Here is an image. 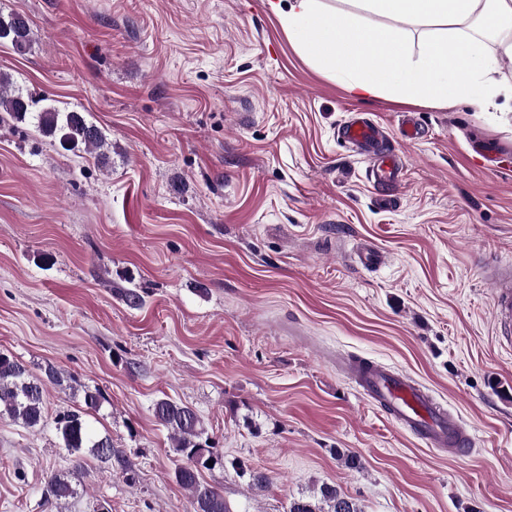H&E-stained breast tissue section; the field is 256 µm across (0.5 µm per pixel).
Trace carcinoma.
<instances>
[{
  "mask_svg": "<svg viewBox=\"0 0 512 512\" xmlns=\"http://www.w3.org/2000/svg\"><path fill=\"white\" fill-rule=\"evenodd\" d=\"M19 14L0 15V43L6 42L17 52H24L30 45V29L20 31ZM33 102L26 99L13 85L12 79L0 74V122L5 119L23 120L32 111ZM38 126L48 137L59 140L67 149L82 150L102 160L109 158L112 143L103 132L76 111L62 112L53 105L38 110ZM61 383V373L49 366L44 376L30 374L26 366L14 356L0 352V416L6 415L29 428L47 425L44 414V396L47 384ZM153 416L170 430L174 450L182 456V463L174 471L176 482L189 492L193 512H229L224 496L200 480L201 471L213 465L224 466V457L213 451L205 437L203 421L191 405L168 396L159 398L152 405ZM63 448L77 457L92 455L116 470L130 482L135 472L124 451L114 446L112 435L95 436L78 412L64 410L52 421ZM237 474L248 477L253 489H262L268 477L248 467L244 462H232ZM318 503L297 499L291 502L289 512H361L356 502L335 486L323 484ZM77 494L68 473H53L48 478L44 498L61 501Z\"/></svg>",
  "mask_w": 512,
  "mask_h": 512,
  "instance_id": "cac0c4a2",
  "label": "carcinoma"
}]
</instances>
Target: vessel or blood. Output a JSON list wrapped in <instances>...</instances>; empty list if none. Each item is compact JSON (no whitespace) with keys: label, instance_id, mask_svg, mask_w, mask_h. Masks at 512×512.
Segmentation results:
<instances>
[{"label":"vessel or blood","instance_id":"1","mask_svg":"<svg viewBox=\"0 0 512 512\" xmlns=\"http://www.w3.org/2000/svg\"><path fill=\"white\" fill-rule=\"evenodd\" d=\"M337 137L369 163L373 183L397 187L403 166L395 150L385 147L384 133L364 117L348 119ZM493 312L501 346L512 348V269L493 278ZM342 372L368 401L388 410L391 419L407 432L424 439L430 447L454 456L475 449L472 434L458 415L449 411L432 392L406 373L384 363L344 357Z\"/></svg>","mask_w":512,"mask_h":512}]
</instances>
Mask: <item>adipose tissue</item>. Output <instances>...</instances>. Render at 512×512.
Listing matches in <instances>:
<instances>
[{"label":"adipose tissue","instance_id":"1","mask_svg":"<svg viewBox=\"0 0 512 512\" xmlns=\"http://www.w3.org/2000/svg\"><path fill=\"white\" fill-rule=\"evenodd\" d=\"M268 0L295 50L354 96L394 93L407 103L473 101L512 113V0ZM384 19L373 30L371 18Z\"/></svg>","mask_w":512,"mask_h":512}]
</instances>
